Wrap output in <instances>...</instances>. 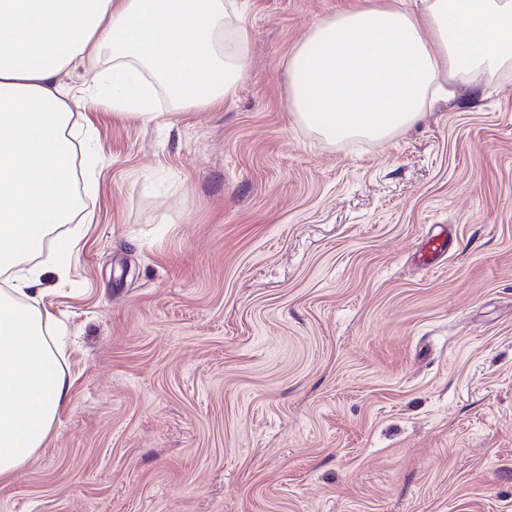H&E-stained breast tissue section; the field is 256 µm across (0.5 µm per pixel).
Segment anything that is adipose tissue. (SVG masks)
Here are the masks:
<instances>
[{
	"label": "adipose tissue",
	"instance_id": "1",
	"mask_svg": "<svg viewBox=\"0 0 512 512\" xmlns=\"http://www.w3.org/2000/svg\"><path fill=\"white\" fill-rule=\"evenodd\" d=\"M249 31L230 0H0V273L49 250L66 274L76 241L54 235L82 207L95 164L67 134L60 74L112 54L92 97L152 118L154 84L186 108H216L241 80ZM512 67V0H366L314 24L289 61L298 121L329 143L389 140L421 120L443 83ZM37 268L0 289V483L43 445L70 397L49 342Z\"/></svg>",
	"mask_w": 512,
	"mask_h": 512
}]
</instances>
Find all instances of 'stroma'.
I'll return each mask as SVG.
<instances>
[{"mask_svg":"<svg viewBox=\"0 0 512 512\" xmlns=\"http://www.w3.org/2000/svg\"><path fill=\"white\" fill-rule=\"evenodd\" d=\"M236 2L222 108L79 100L94 189L36 285L71 396L0 512H512V73L329 143L288 60L364 0ZM76 240L68 234H61L52 240L49 261L60 276L68 271Z\"/></svg>","mask_w":512,"mask_h":512,"instance_id":"1","label":"stroma"}]
</instances>
